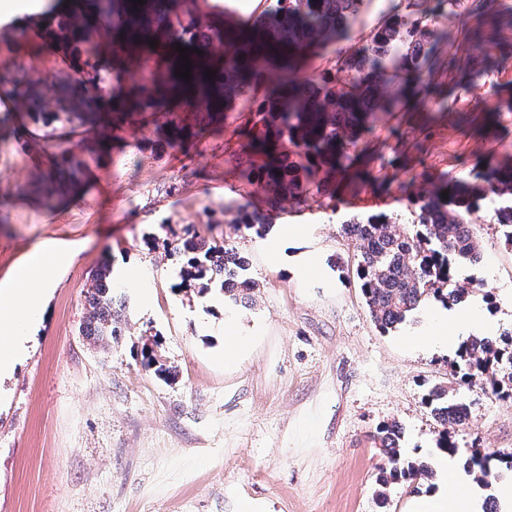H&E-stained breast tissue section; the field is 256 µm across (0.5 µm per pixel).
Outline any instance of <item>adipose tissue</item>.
I'll return each mask as SVG.
<instances>
[{
	"instance_id": "ef3b65f1",
	"label": "adipose tissue",
	"mask_w": 512,
	"mask_h": 512,
	"mask_svg": "<svg viewBox=\"0 0 512 512\" xmlns=\"http://www.w3.org/2000/svg\"><path fill=\"white\" fill-rule=\"evenodd\" d=\"M74 258L72 251L47 243L36 247L23 269L0 288V375L15 371L26 351L32 333L41 324L47 299L60 270ZM480 309L446 318L434 317L428 331L413 337V346L454 347L472 333L487 328ZM436 483L429 494L410 502L407 512H482L479 490L458 495L463 480L448 454L434 462Z\"/></svg>"
}]
</instances>
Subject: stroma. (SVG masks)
<instances>
[{
    "label": "stroma",
    "mask_w": 512,
    "mask_h": 512,
    "mask_svg": "<svg viewBox=\"0 0 512 512\" xmlns=\"http://www.w3.org/2000/svg\"><path fill=\"white\" fill-rule=\"evenodd\" d=\"M406 0H364L360 22L338 49L367 44ZM45 6L8 19L0 40V282L33 247L72 245L28 353L0 380V512H237L241 500L267 512H406L413 497L393 484L387 506L375 495L384 463L377 432L404 431L402 455L430 459L438 424L430 389L456 388L469 419L456 435L457 459L471 447L512 452V401L461 384L450 350L414 351L404 336L438 302L381 331L362 295L344 221L373 215L410 221L406 188L467 181L476 163L512 164V0H468L438 54L447 68L427 74V93L382 114L358 146L369 162L356 182L327 195L285 202L275 224H310L326 281L288 274L289 254L270 260L265 238L228 231L258 283L253 305L225 306L220 294L180 290L183 263L171 248L224 219V205L263 211L262 195L240 176L243 143L214 127L170 148L167 114L115 131L107 147L92 120L66 111L20 108L10 77L56 79L102 99L139 77L136 69L94 71L81 45L49 38ZM79 160V187L61 153ZM482 259L459 268L484 317L512 332V248L487 206L471 215ZM140 267L146 281L125 288L128 325L103 347L82 333L87 291L101 264ZM250 347L224 360V317ZM178 372L166 382L142 366L145 339Z\"/></svg>",
    "instance_id": "35a3bbf8"
}]
</instances>
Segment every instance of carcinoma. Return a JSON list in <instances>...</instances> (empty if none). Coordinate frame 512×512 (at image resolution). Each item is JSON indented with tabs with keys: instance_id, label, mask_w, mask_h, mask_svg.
Masks as SVG:
<instances>
[{
	"instance_id": "cac0c4a2",
	"label": "carcinoma",
	"mask_w": 512,
	"mask_h": 512,
	"mask_svg": "<svg viewBox=\"0 0 512 512\" xmlns=\"http://www.w3.org/2000/svg\"><path fill=\"white\" fill-rule=\"evenodd\" d=\"M197 2L147 0L142 7L132 0H87L69 10L63 26L80 34L89 60L108 54L139 68L153 56L163 70V79L132 83L120 106L97 114L104 127L141 117L148 108L166 112L175 101L195 121L192 126L182 121L174 125L168 144L177 147L195 127L223 125L229 112L248 113L232 130L245 139L239 164L248 170V184L264 193L272 208L286 197L326 195L329 178L355 169L361 132L378 122L385 106L394 109L408 93H420L423 74L444 66L437 45L448 39V22L461 16L464 5V0H437L430 9L427 0H408L409 11L389 17L362 49L344 55L336 43L358 23L363 0H276L274 8L235 28L223 25L231 0L213 6L209 17L198 14ZM178 44L192 49L190 81L175 75L182 67ZM331 51L336 53L333 71L303 82L294 79L307 59ZM208 70L215 75L207 76ZM69 93L64 85L47 83L43 90L20 92L17 98L26 109L45 112L49 100L65 99ZM487 200L493 206L492 223L512 247V167L507 166H488L470 183L414 193L409 202L418 213L410 223L387 216L344 222L376 326L392 329L432 299L451 307L468 296L455 271L481 260L470 216ZM224 223L259 236L270 228L265 214L249 213L242 205L224 207ZM206 230L209 236L174 247L185 258L180 270L184 285L198 286L202 295L217 290L234 304L253 299L258 283L250 277L249 259L226 245L220 225L211 222ZM89 305L84 334L102 345L118 339L127 327L126 302L114 288L107 264L92 275ZM156 345L155 340L143 344L144 367L166 379L174 377V370L156 354ZM451 367L460 380L498 399H512V333L495 340L471 338ZM426 404L440 425L437 448L456 452L453 437L459 424L452 416L468 413L467 404L448 386L432 390ZM379 434L386 459L379 476L380 498L387 499V486L393 483L433 479L426 462L402 457L397 423L384 424ZM502 466L512 470L511 452L471 449L467 467L477 482L489 484Z\"/></svg>"
}]
</instances>
